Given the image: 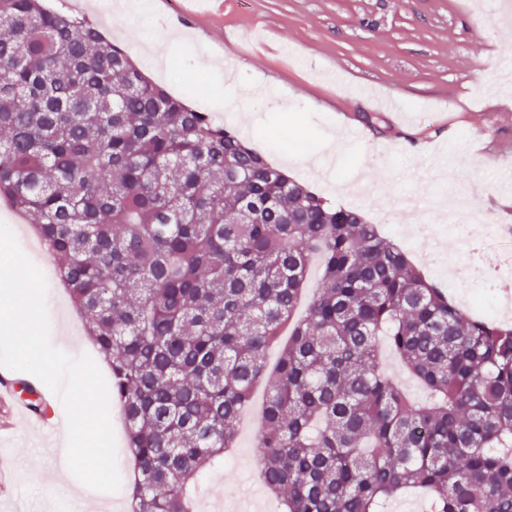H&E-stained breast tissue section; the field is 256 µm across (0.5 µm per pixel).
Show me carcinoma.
Segmentation results:
<instances>
[{"label":"carcinoma","mask_w":512,"mask_h":512,"mask_svg":"<svg viewBox=\"0 0 512 512\" xmlns=\"http://www.w3.org/2000/svg\"><path fill=\"white\" fill-rule=\"evenodd\" d=\"M44 2L0 0V200L35 220L108 364L129 512H196L314 267L256 442L280 512H383L405 491L512 512V325Z\"/></svg>","instance_id":"cac0c4a2"}]
</instances>
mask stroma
<instances>
[{
  "label": "stroma",
  "instance_id": "obj_1",
  "mask_svg": "<svg viewBox=\"0 0 512 512\" xmlns=\"http://www.w3.org/2000/svg\"><path fill=\"white\" fill-rule=\"evenodd\" d=\"M48 5L99 24L119 38L154 80L187 103L212 112L251 145L329 201L359 209L382 234L398 243L426 276L448 283L431 256V236L448 234L446 207L458 170L472 215L512 225V54L496 40L492 0H223L202 13L195 0H149L145 9L101 19L75 0ZM187 36L172 52V67L158 70L144 47L166 31ZM231 65L223 81L210 79L215 60ZM317 84L319 97L306 94ZM387 88L401 110L420 118L422 131L399 129L383 119L380 130L362 128L348 138L335 110L317 98L346 101L349 117L375 112L365 96L348 98L353 86ZM303 131L307 147L284 151L287 126ZM410 197L421 216L419 232L406 235L387 219L394 197ZM458 261L470 276L453 298L491 299L512 288V236L484 237ZM255 432L239 434L222 469L201 476L198 512H229L230 496L243 491L256 468ZM59 435L18 428L15 477L0 488V512L16 503L55 512L66 503L71 473L57 470L48 454Z\"/></svg>",
  "mask_w": 512,
  "mask_h": 512
}]
</instances>
